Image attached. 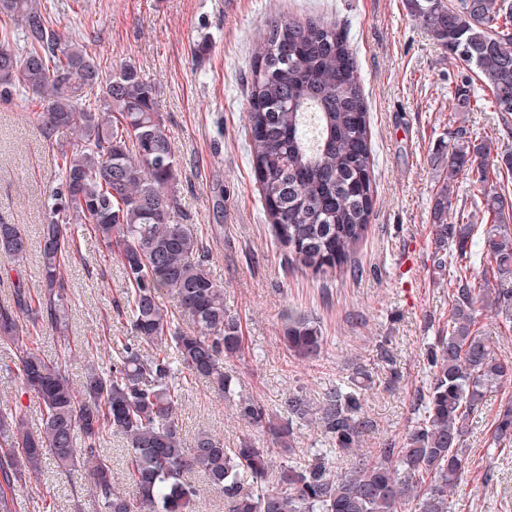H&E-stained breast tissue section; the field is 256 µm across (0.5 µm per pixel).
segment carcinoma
I'll return each mask as SVG.
<instances>
[{
    "label": "carcinoma",
    "instance_id": "obj_1",
    "mask_svg": "<svg viewBox=\"0 0 512 512\" xmlns=\"http://www.w3.org/2000/svg\"><path fill=\"white\" fill-rule=\"evenodd\" d=\"M448 58L473 72L485 98L470 85L455 87L444 143L445 174L431 207L433 262L453 267L448 331L427 344L429 379L404 433L346 471L333 470L329 450L305 463L280 467L275 453L291 452L293 419L314 416L336 453L358 447L369 427L360 386L339 384L313 410L294 394L282 405L288 421L263 401L240 397L239 417L261 433L234 448L200 432L185 446L177 410L186 376L230 395L224 359L241 353L240 324L224 307V288L211 278L209 250L181 211L178 162L155 87L133 64L101 80L87 46L53 27L41 0H0V15L18 21L15 43L0 41V100L22 89L41 111L28 113L44 138L74 135L57 149L59 176L44 192L41 225L44 289L32 297L13 283L12 303L0 307V341L14 346V365L42 407V426L28 427L23 407L0 409V512H13L12 489L35 476L51 456L61 472L84 466L103 512H194L197 487L184 474L198 468L224 496L226 512H449L448 492L466 473L469 422L487 394L512 381V361L501 358L477 327L479 312L512 319V202L497 191L512 155L499 137L472 138L464 113L480 101L512 128V3L509 0H406ZM247 131L253 172L266 219L288 261L314 274L354 262L367 232L375 194L371 134L357 66L346 36L328 23L268 21L246 81ZM483 187L481 223L457 211L448 220L460 176ZM88 224L123 267L126 289L115 305L136 344H126L104 372L88 369L80 388L68 360L44 357L29 327L44 323L68 343L65 259L78 251L74 225ZM485 264L471 268L475 236ZM27 239L17 224L0 223V254L21 262ZM170 296L177 312L160 299ZM194 325L181 330L177 316ZM282 341L294 356L311 359L324 345L316 322L288 310ZM106 432L122 435L126 484L112 482L100 448ZM512 441V397L500 405L492 445Z\"/></svg>",
    "mask_w": 512,
    "mask_h": 512
}]
</instances>
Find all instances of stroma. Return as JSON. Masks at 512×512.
<instances>
[{"label": "stroma", "mask_w": 512, "mask_h": 512, "mask_svg": "<svg viewBox=\"0 0 512 512\" xmlns=\"http://www.w3.org/2000/svg\"><path fill=\"white\" fill-rule=\"evenodd\" d=\"M55 29L85 42L103 75L125 63L156 88V103L179 161L178 191L190 223L207 238L208 269L224 288V304L240 324L241 356L226 359L238 394L278 410L299 392L312 407L339 384H361L371 427L335 470L385 447L410 422L427 382L425 347L446 329L450 278L432 259L430 159L448 128V91L462 67L433 43L405 0H47ZM325 20L343 28L355 57L370 116L376 180L368 231L353 269L312 274L288 267L265 220L264 199L248 151L246 79L270 18ZM209 51L197 57L195 46ZM31 95L0 102V222L21 225L31 247L23 265L0 255V305L11 303L24 276L43 283L37 243L41 200L58 177L52 151L27 113ZM224 191L223 231L214 236L211 192ZM80 252L69 259L68 368L81 384L89 365L108 367L130 326L112 307L125 288L121 266L79 225ZM293 310L320 325L325 343L313 359L291 356L280 341L281 314ZM512 383L487 395L467 437L466 480L449 496L450 512H512V443L493 447L492 424ZM21 404L31 429L42 416L0 344V408ZM179 423L185 438L210 432L233 447L247 431L236 405L204 382L186 383ZM14 512H101L82 468L62 473L45 461L17 485Z\"/></svg>", "instance_id": "obj_1"}]
</instances>
